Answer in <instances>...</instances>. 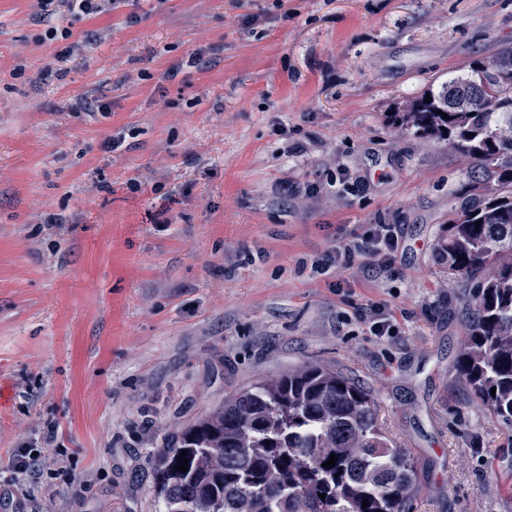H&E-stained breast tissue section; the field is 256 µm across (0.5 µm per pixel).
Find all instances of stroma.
Returning <instances> with one entry per match:
<instances>
[{"instance_id": "35a3bbf8", "label": "stroma", "mask_w": 512, "mask_h": 512, "mask_svg": "<svg viewBox=\"0 0 512 512\" xmlns=\"http://www.w3.org/2000/svg\"><path fill=\"white\" fill-rule=\"evenodd\" d=\"M503 47L512 0H0V512H157L156 449L308 363L370 392L410 512H512V430L456 381L470 311L435 258L463 164L394 118ZM370 224L391 264H333ZM117 0H40L41 7L46 10L48 5L59 2L60 6L67 7L68 11L85 16L96 15L104 9L103 2L116 3Z\"/></svg>"}]
</instances>
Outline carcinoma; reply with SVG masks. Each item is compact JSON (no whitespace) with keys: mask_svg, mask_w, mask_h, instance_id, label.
I'll use <instances>...</instances> for the list:
<instances>
[{"mask_svg":"<svg viewBox=\"0 0 512 512\" xmlns=\"http://www.w3.org/2000/svg\"><path fill=\"white\" fill-rule=\"evenodd\" d=\"M399 122L448 144L473 183L436 258L469 288L457 381L511 428L512 48L427 89ZM332 454L335 465L322 467ZM153 465L159 512H409L415 493V465L378 428L371 395L318 364L224 399Z\"/></svg>","mask_w":512,"mask_h":512,"instance_id":"obj_1","label":"carcinoma"}]
</instances>
